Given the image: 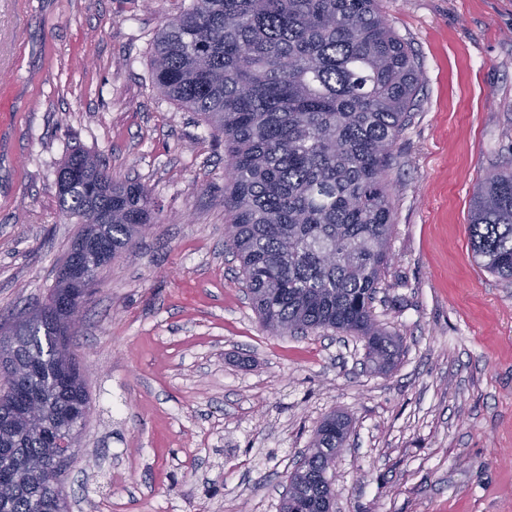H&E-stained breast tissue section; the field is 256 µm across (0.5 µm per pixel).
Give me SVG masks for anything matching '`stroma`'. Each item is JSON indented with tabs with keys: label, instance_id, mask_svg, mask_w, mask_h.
<instances>
[{
	"label": "stroma",
	"instance_id": "1",
	"mask_svg": "<svg viewBox=\"0 0 512 512\" xmlns=\"http://www.w3.org/2000/svg\"><path fill=\"white\" fill-rule=\"evenodd\" d=\"M26 2L0 0V326L44 301L80 230L56 195L69 150L147 186L159 216L72 337L91 410L70 512H279L334 412L351 421L334 512H512V284L467 230L477 184L512 161V0H382L421 82L388 171L387 371L357 337L261 325L224 243V141L152 78L154 36L190 0Z\"/></svg>",
	"mask_w": 512,
	"mask_h": 512
}]
</instances>
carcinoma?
Returning a JSON list of instances; mask_svg holds the SVG:
<instances>
[{
	"mask_svg": "<svg viewBox=\"0 0 512 512\" xmlns=\"http://www.w3.org/2000/svg\"><path fill=\"white\" fill-rule=\"evenodd\" d=\"M381 0H190L153 40L154 84L224 138L225 245L266 330L297 336L336 330L363 339L389 365L398 340L372 303L390 262L387 167L412 118L419 63L380 12ZM62 213L96 225L115 257L158 221L150 191L115 183L98 156L74 150L57 174ZM468 234L477 264L512 283V161L473 194ZM15 369L0 367V463L29 479L0 493V512H47L71 458L48 449L17 414L16 391L51 394L49 427L63 431L90 406L79 363L55 382L51 359L70 337L57 316L14 330ZM45 371L29 378L23 366ZM348 423L328 416L296 468L280 512L333 508L332 462Z\"/></svg>",
	"mask_w": 512,
	"mask_h": 512,
	"instance_id": "cac0c4a2",
	"label": "carcinoma"
}]
</instances>
